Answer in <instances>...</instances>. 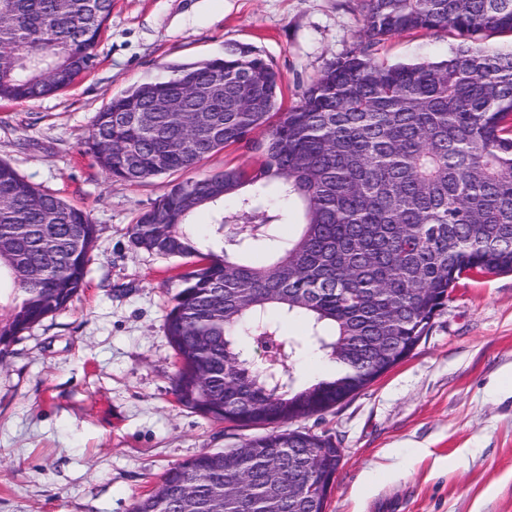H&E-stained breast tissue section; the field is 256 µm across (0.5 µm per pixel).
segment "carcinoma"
Returning <instances> with one entry per match:
<instances>
[{"label":"carcinoma","mask_w":512,"mask_h":512,"mask_svg":"<svg viewBox=\"0 0 512 512\" xmlns=\"http://www.w3.org/2000/svg\"><path fill=\"white\" fill-rule=\"evenodd\" d=\"M363 28L299 101L278 105L282 77L260 51L172 63L96 113L88 149L115 180L189 171L231 145L258 157L169 185L129 232L147 251L197 257L166 315L182 406L268 431L236 449L169 469L133 512H326L340 455L323 435L290 428L365 389L381 347L403 361L471 273L512 272V53L476 45L512 34V0H361ZM112 0H0V100L72 86L94 65ZM456 37L447 58L386 65L385 40ZM224 73V98H203ZM164 97L181 108L163 112ZM210 234L192 222L206 205ZM296 237L279 233L292 207ZM88 214L40 191L0 160V361L22 333L81 288L97 239ZM270 245L255 265L253 248ZM280 317L307 325L283 336ZM269 347L261 364L240 337ZM311 348L340 372L298 383Z\"/></svg>","instance_id":"1"}]
</instances>
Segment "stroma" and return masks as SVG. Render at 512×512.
<instances>
[{"label":"stroma","instance_id":"1","mask_svg":"<svg viewBox=\"0 0 512 512\" xmlns=\"http://www.w3.org/2000/svg\"><path fill=\"white\" fill-rule=\"evenodd\" d=\"M362 24L361 0H113L89 73L0 102V160L98 228L78 296L0 363V512H132L166 469L258 435L177 403L164 323L189 262L137 250L129 234L170 178L113 180L87 136L113 95L229 43L273 63L290 105ZM451 44L402 35L378 57L439 58ZM296 426L342 450L326 512H512V274L461 280L407 359Z\"/></svg>","mask_w":512,"mask_h":512}]
</instances>
